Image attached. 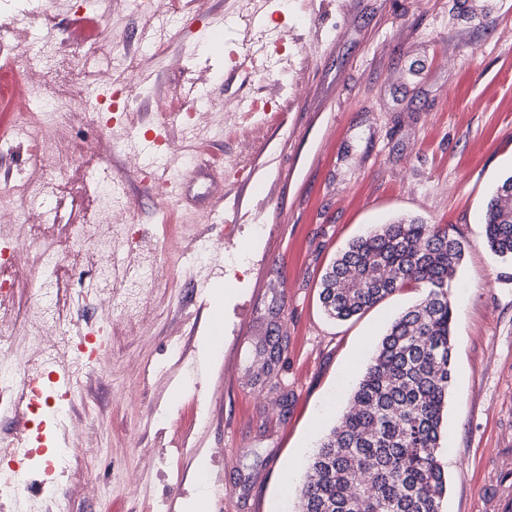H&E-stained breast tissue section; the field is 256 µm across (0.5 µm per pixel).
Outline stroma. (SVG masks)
Wrapping results in <instances>:
<instances>
[{
	"mask_svg": "<svg viewBox=\"0 0 512 512\" xmlns=\"http://www.w3.org/2000/svg\"><path fill=\"white\" fill-rule=\"evenodd\" d=\"M25 27L77 62L85 45L111 40L134 51L152 31L145 17L112 0H42ZM183 36L170 52L179 67L136 56L148 78L123 123L130 136L109 140L74 120L72 159L61 166L46 230L69 238L104 205L98 166L111 169L128 217L159 238L163 216L181 235L185 270L163 251L121 255L131 311L108 301L72 308L73 333L108 325V372L75 378L76 410L66 424L45 419L43 433L70 446L49 482L70 512H178L199 493L207 512H296L308 455L342 415L352 389L389 323L419 292L398 291L346 322L319 301L326 270L349 242L378 224L418 218L452 225L467 249L449 290L455 308L452 382L440 463L448 476L444 512H482V486L501 448H512V263L484 244L483 215L512 175V0H258L251 36L280 41L286 69L237 67L230 60L243 30L245 0H176ZM224 15L221 39L205 35L210 12ZM22 60L0 59V125L25 85ZM205 87L212 121L232 122L258 98L259 112L234 138L208 145L219 163L200 170L188 197L159 209L133 166L153 132L180 142L182 126L159 127L157 103L183 106L190 84ZM212 188L222 202L199 194ZM204 263L196 258L204 245ZM29 260L5 301L38 319L76 289L106 286L90 267L53 270L54 290L32 288L40 238L23 235ZM226 289L223 344L201 365L198 340L211 326L213 291ZM282 339L277 378L258 356ZM210 462L208 482L193 469Z\"/></svg>",
	"mask_w": 512,
	"mask_h": 512,
	"instance_id": "stroma-1",
	"label": "stroma"
}]
</instances>
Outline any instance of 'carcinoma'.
Returning a JSON list of instances; mask_svg holds the SVG:
<instances>
[{"label":"carcinoma","instance_id":"cac0c4a2","mask_svg":"<svg viewBox=\"0 0 512 512\" xmlns=\"http://www.w3.org/2000/svg\"><path fill=\"white\" fill-rule=\"evenodd\" d=\"M485 243L512 261V177L487 206ZM464 251L451 226L411 220L369 230L326 271L320 299L337 320L410 284L425 293L392 322L353 407L311 456L298 512H442L440 433L454 350L448 289Z\"/></svg>","mask_w":512,"mask_h":512}]
</instances>
